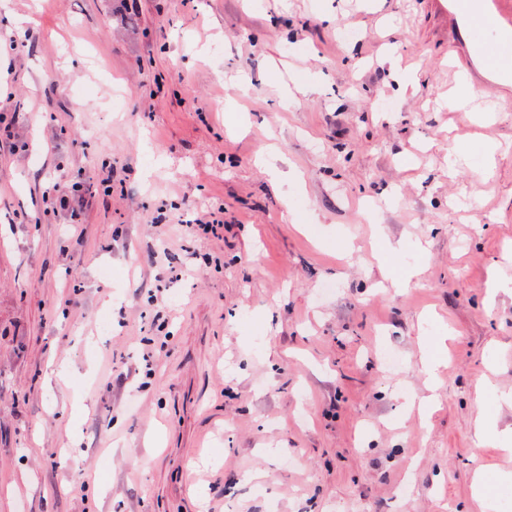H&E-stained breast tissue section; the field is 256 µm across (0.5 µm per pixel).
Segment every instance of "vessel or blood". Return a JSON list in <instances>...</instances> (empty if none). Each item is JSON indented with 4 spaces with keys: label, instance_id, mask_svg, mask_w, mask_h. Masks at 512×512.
Returning <instances> with one entry per match:
<instances>
[{
    "label": "vessel or blood",
    "instance_id": "vessel-or-blood-1",
    "mask_svg": "<svg viewBox=\"0 0 512 512\" xmlns=\"http://www.w3.org/2000/svg\"><path fill=\"white\" fill-rule=\"evenodd\" d=\"M443 23L450 72L512 87V0H430Z\"/></svg>",
    "mask_w": 512,
    "mask_h": 512
}]
</instances>
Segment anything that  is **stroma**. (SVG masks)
I'll return each mask as SVG.
<instances>
[{
    "instance_id": "stroma-1",
    "label": "stroma",
    "mask_w": 512,
    "mask_h": 512,
    "mask_svg": "<svg viewBox=\"0 0 512 512\" xmlns=\"http://www.w3.org/2000/svg\"><path fill=\"white\" fill-rule=\"evenodd\" d=\"M446 50L430 0H0V512L512 502V101ZM179 218L181 224H185L188 235L192 237L198 236L197 231L203 234L214 233L217 226H224V206L220 204L215 208H211L202 213L182 214ZM440 357L435 354L426 355L423 359L424 371L428 375L431 385L430 394L420 399L417 403L418 413L423 417L434 401L435 390L437 389L436 372L440 366Z\"/></svg>"
}]
</instances>
